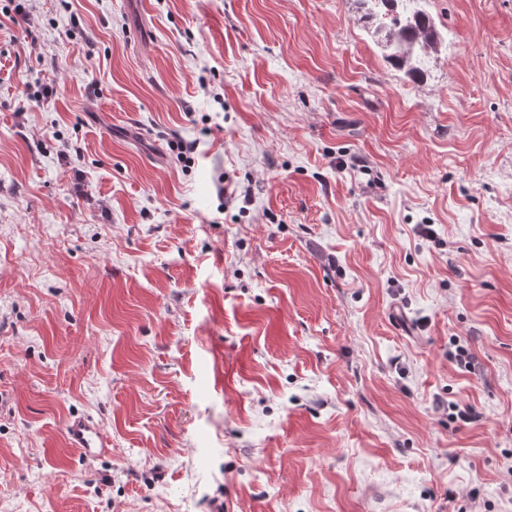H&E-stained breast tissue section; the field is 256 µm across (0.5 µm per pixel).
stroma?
I'll return each instance as SVG.
<instances>
[{
  "instance_id": "stroma-1",
  "label": "stroma",
  "mask_w": 512,
  "mask_h": 512,
  "mask_svg": "<svg viewBox=\"0 0 512 512\" xmlns=\"http://www.w3.org/2000/svg\"><path fill=\"white\" fill-rule=\"evenodd\" d=\"M16 4L0 512H512V0ZM360 1L368 18L388 20L386 25L377 27L378 31L384 32L382 40L390 50L386 55L387 62L397 69L406 68L416 79L422 78L425 57L441 44L434 18L420 7L423 0ZM67 435L72 445L85 457L105 454L112 445L110 436L98 422L89 417L70 421L67 426Z\"/></svg>"
}]
</instances>
